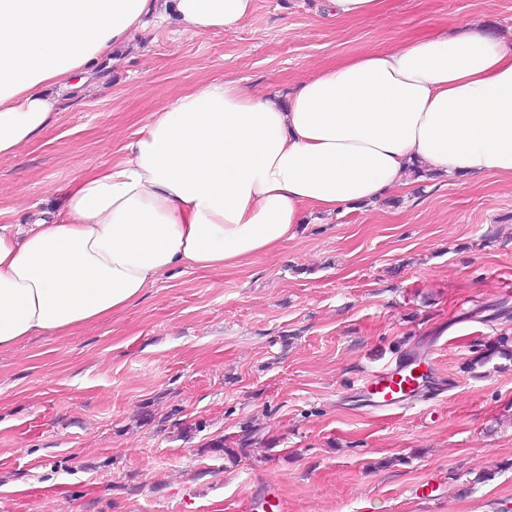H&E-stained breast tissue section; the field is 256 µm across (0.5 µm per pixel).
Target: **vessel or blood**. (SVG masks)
Here are the masks:
<instances>
[{
  "instance_id": "obj_1",
  "label": "vessel or blood",
  "mask_w": 512,
  "mask_h": 512,
  "mask_svg": "<svg viewBox=\"0 0 512 512\" xmlns=\"http://www.w3.org/2000/svg\"><path fill=\"white\" fill-rule=\"evenodd\" d=\"M434 373L432 362L410 355L400 363L365 377L362 393L373 408L408 406Z\"/></svg>"
}]
</instances>
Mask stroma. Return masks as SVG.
Wrapping results in <instances>:
<instances>
[{
  "label": "stroma",
  "instance_id": "1",
  "mask_svg": "<svg viewBox=\"0 0 512 512\" xmlns=\"http://www.w3.org/2000/svg\"><path fill=\"white\" fill-rule=\"evenodd\" d=\"M253 0L232 31L175 23L66 95L0 158V224L123 148L154 110L224 76L285 95L303 77L481 20L512 0ZM430 357L452 389L375 410L368 373ZM225 449H218L217 441ZM512 512V181L420 178L235 268L161 276L122 311L0 350V512ZM380 0H328V14L334 17L367 18L374 15Z\"/></svg>",
  "mask_w": 512,
  "mask_h": 512
}]
</instances>
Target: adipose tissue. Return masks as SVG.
I'll list each match as a JSON object with an SVG mask.
<instances>
[{"label":"adipose tissue","instance_id":"adipose-tissue-1","mask_svg":"<svg viewBox=\"0 0 512 512\" xmlns=\"http://www.w3.org/2000/svg\"><path fill=\"white\" fill-rule=\"evenodd\" d=\"M253 0H0V157L38 138L61 94L143 30L237 28ZM127 156L80 174L56 209L0 224V350L97 322L175 269L241 265L308 211L410 186L412 167L512 179V42L454 34L346 58L287 98L208 79L156 109Z\"/></svg>","mask_w":512,"mask_h":512}]
</instances>
